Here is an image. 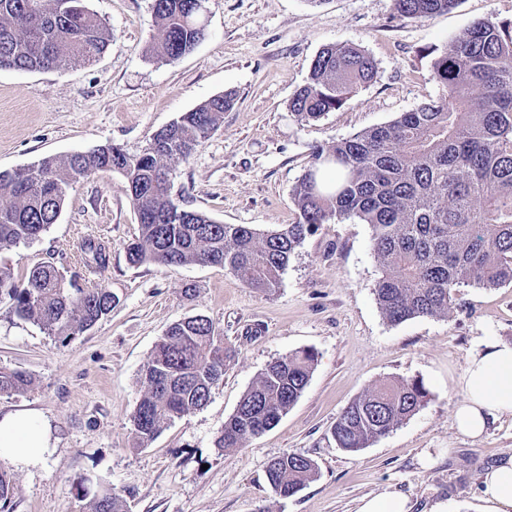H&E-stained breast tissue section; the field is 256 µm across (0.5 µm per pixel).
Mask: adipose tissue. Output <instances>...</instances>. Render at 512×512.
Instances as JSON below:
<instances>
[{"mask_svg":"<svg viewBox=\"0 0 512 512\" xmlns=\"http://www.w3.org/2000/svg\"><path fill=\"white\" fill-rule=\"evenodd\" d=\"M455 385L462 393L453 414L459 433L478 438L503 417H512V344L485 340L470 354ZM51 446V426L42 413L0 411V460L36 465ZM480 502V512H512V455L482 474Z\"/></svg>","mask_w":512,"mask_h":512,"instance_id":"obj_1","label":"adipose tissue"}]
</instances>
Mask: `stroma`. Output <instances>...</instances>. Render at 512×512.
<instances>
[{
	"label": "stroma",
	"mask_w": 512,
	"mask_h": 512,
	"mask_svg": "<svg viewBox=\"0 0 512 512\" xmlns=\"http://www.w3.org/2000/svg\"><path fill=\"white\" fill-rule=\"evenodd\" d=\"M154 0H86L110 37L92 63L69 69L0 70V171L112 144L140 154L151 137L209 98L235 92L234 108L188 157L172 160V195L221 224L260 231L294 223L292 195L314 146L386 124L437 94L431 60L477 19L512 18V0H459L425 19L393 18L391 0H207V38L179 60L153 46ZM371 55L378 78L339 110L298 121L290 101L326 45ZM139 234L123 176L105 171L73 185L55 224L32 242L0 250V267L23 282L51 262L76 288L116 298L112 311L69 342L0 299V368L32 386L0 396V409L39 410L54 446L25 467L0 460L13 483L10 512H87L73 483L86 478L126 499L129 512H356L364 496L399 492L412 512H478L480 475L512 453V418L470 439L453 423L452 379L486 337L512 342V285L457 288L447 316L393 325L375 298L380 276L372 229L356 219L322 224L290 256L279 288L254 292L224 269L131 265ZM106 247L105 269L84 263L83 245ZM213 321L235 357L209 402L164 425L145 447L131 416L140 372L167 328L188 316ZM317 352L295 405L261 436L221 450L215 440L266 367ZM422 380L426 405L367 448H338L331 428L343 409L387 380ZM299 452L315 478L293 497L271 488L267 465Z\"/></svg>",
	"instance_id": "35a3bbf8"
}]
</instances>
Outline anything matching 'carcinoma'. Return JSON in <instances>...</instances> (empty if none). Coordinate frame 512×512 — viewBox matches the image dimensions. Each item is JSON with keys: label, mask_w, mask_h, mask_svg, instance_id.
Here are the masks:
<instances>
[{"label": "carcinoma", "mask_w": 512, "mask_h": 512, "mask_svg": "<svg viewBox=\"0 0 512 512\" xmlns=\"http://www.w3.org/2000/svg\"><path fill=\"white\" fill-rule=\"evenodd\" d=\"M457 0H392L393 15L424 19ZM197 0H154V52L175 61L207 36ZM103 22L85 0H0V69L76 67L101 55ZM435 98L384 125L311 153L293 189L296 222L260 233L247 224H219L177 202L169 162L186 158L235 104L216 95L153 135V153L128 156L113 146L102 154L46 157L24 172H0V250L37 239L56 223L67 193L102 171H118L138 215L139 236L127 248L132 265L206 264L240 275L267 293L278 287L294 250L321 224L356 217L372 229L381 276L374 292L384 318L400 324L443 317L456 288L512 284V19L477 20L442 49L431 51ZM378 77L375 60L344 43L323 47L308 82L290 109L299 120H318L340 109L352 93ZM87 265L103 269L105 247H83ZM16 313L67 341L112 311L115 297L98 289L65 288L51 263L30 269L21 285L0 268V299ZM233 358L214 323L192 316L169 326L143 366L145 391L132 415L136 444L145 447L162 427L204 407ZM317 355L304 349L271 363L224 422L215 447L239 448L275 426L308 385ZM32 379L0 369V395L26 390ZM421 380L388 381L348 404L332 427L336 445L357 452L412 417L427 403ZM314 461L297 452L267 467L274 491L289 498L316 475ZM90 512H128L111 490L76 481Z\"/></svg>", "instance_id": "obj_1"}]
</instances>
